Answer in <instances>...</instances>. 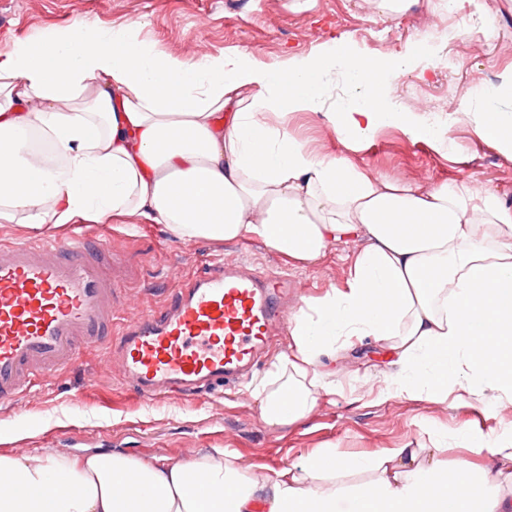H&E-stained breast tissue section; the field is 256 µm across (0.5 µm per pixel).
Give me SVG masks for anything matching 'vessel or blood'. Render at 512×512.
I'll return each instance as SVG.
<instances>
[{
    "instance_id": "obj_1",
    "label": "vessel or blood",
    "mask_w": 512,
    "mask_h": 512,
    "mask_svg": "<svg viewBox=\"0 0 512 512\" xmlns=\"http://www.w3.org/2000/svg\"><path fill=\"white\" fill-rule=\"evenodd\" d=\"M107 254L87 233L0 240L1 401L81 364L96 346L107 349L137 398L151 399L222 387L273 344L287 279L224 262L179 283L163 308L113 331L121 299Z\"/></svg>"
}]
</instances>
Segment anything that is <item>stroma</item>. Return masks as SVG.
Instances as JSON below:
<instances>
[{"label": "stroma", "mask_w": 512, "mask_h": 512, "mask_svg": "<svg viewBox=\"0 0 512 512\" xmlns=\"http://www.w3.org/2000/svg\"><path fill=\"white\" fill-rule=\"evenodd\" d=\"M476 2L481 18L493 26V37L474 27L462 29L458 13L449 12L442 0H413L398 17L382 9L380 0H308L303 7L295 0H0V50L11 49L14 40L81 20L105 27L142 23V38L175 56L244 51L262 64L290 53L309 54L340 35L374 57L395 54L424 36L441 45L440 57L425 76L402 74L394 92L408 109L432 101L455 111L467 92L498 82L512 68V0ZM288 130L309 149L347 157L374 175L398 179L407 171L412 183L423 187L455 182L486 187L512 206V157L476 138L465 124L448 125L458 145L450 156L394 129L357 151L312 116L291 118ZM87 230L131 263L123 309L114 321L118 327L161 305L182 278L219 259L244 264L251 273L288 274L294 286L282 303V316L292 318L305 299L341 285L344 259L358 247L355 239H345L332 244L319 264L300 267L255 240H186L161 224L119 220L91 224ZM335 368V395L321 399L308 419L271 427L251 395V381L208 396L142 400L123 386L118 365L96 348L84 355L82 367L35 383L16 403L0 404V452L106 451L161 462L225 448L233 451L245 474L271 479L328 447L373 456L385 448L425 444L434 431L452 434L463 426L488 437L506 415L465 394L450 405L379 397L389 369L371 343L337 360ZM18 425L23 434H15Z\"/></svg>", "instance_id": "obj_1"}]
</instances>
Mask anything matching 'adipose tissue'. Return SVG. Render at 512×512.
I'll list each match as a JSON object with an SVG mask.
<instances>
[{"instance_id":"ef3b65f1","label":"adipose tissue","mask_w":512,"mask_h":512,"mask_svg":"<svg viewBox=\"0 0 512 512\" xmlns=\"http://www.w3.org/2000/svg\"><path fill=\"white\" fill-rule=\"evenodd\" d=\"M437 46L387 58L346 37L263 65L249 54L194 59L158 50L140 26L77 22L0 52V222L163 224L180 238H253L293 264L318 263L346 235L360 245L340 287L307 301L290 344L252 395L272 427L307 418L336 382L326 359L370 340L392 372L384 398L512 404V208L487 188H428L309 150L288 119L319 117L362 146L394 128L450 152L447 124L406 111L392 84L426 71ZM348 89L339 105L331 82ZM472 133L512 154V71L469 94ZM486 451L448 470L449 440ZM512 425L460 429L374 457L326 448L246 477L233 452L150 463L53 448L0 454V512H512ZM375 470L360 488L341 472ZM198 484H191V475Z\"/></svg>"}]
</instances>
